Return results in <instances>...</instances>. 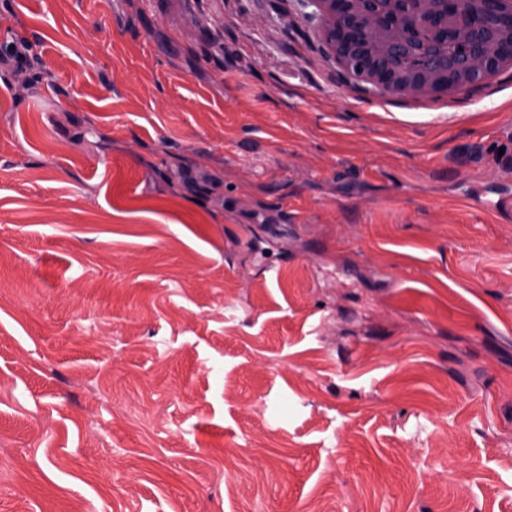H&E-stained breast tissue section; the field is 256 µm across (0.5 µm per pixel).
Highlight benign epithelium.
<instances>
[{
    "mask_svg": "<svg viewBox=\"0 0 512 512\" xmlns=\"http://www.w3.org/2000/svg\"><path fill=\"white\" fill-rule=\"evenodd\" d=\"M440 1L445 9L455 10L459 0H392L393 10L382 14L379 5L385 0H311L325 17L323 36L337 60L358 76H367L372 90L379 95L391 89L417 91L427 87L438 93L459 86V80L475 84L494 74L504 59L512 61V15L498 18L494 14L497 0H484L485 17L498 23L499 38H486L484 20L472 18L452 30L450 41L462 46L447 57L425 56L419 70L407 81L398 83L396 66L403 55L405 25L411 19L437 28L444 14L434 10Z\"/></svg>",
    "mask_w": 512,
    "mask_h": 512,
    "instance_id": "obj_1",
    "label": "benign epithelium"
}]
</instances>
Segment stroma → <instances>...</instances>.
Here are the masks:
<instances>
[{
  "mask_svg": "<svg viewBox=\"0 0 512 512\" xmlns=\"http://www.w3.org/2000/svg\"><path fill=\"white\" fill-rule=\"evenodd\" d=\"M322 26L0 0V512H512V65ZM30 47L24 39H16L0 47V62L14 61L17 66L29 61Z\"/></svg>",
  "mask_w": 512,
  "mask_h": 512,
  "instance_id": "35a3bbf8",
  "label": "stroma"
}]
</instances>
